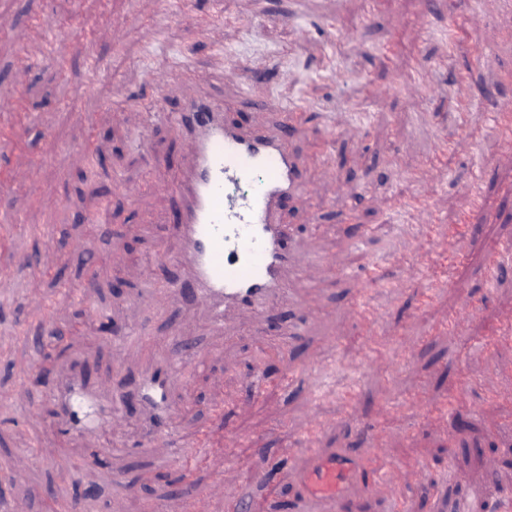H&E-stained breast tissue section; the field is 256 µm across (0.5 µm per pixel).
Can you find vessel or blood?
Listing matches in <instances>:
<instances>
[{
  "label": "vessel or blood",
  "mask_w": 512,
  "mask_h": 512,
  "mask_svg": "<svg viewBox=\"0 0 512 512\" xmlns=\"http://www.w3.org/2000/svg\"><path fill=\"white\" fill-rule=\"evenodd\" d=\"M227 109V104L192 95L173 118L191 155L172 189L181 209L175 228L181 249L174 261L186 269L196 298L209 307L218 326L231 309L262 317L272 300L290 297V275L304 272L301 244L290 235L280 211L283 199L297 198L302 191L292 144L299 110L277 108L275 128L244 129L226 122ZM510 257L512 244H500L485 269L488 285L496 284ZM180 367L179 358H170L142 380L150 434L162 432L165 419L176 410L169 388ZM57 395L65 426L96 432L110 424L112 403L101 402L80 377ZM341 475L336 461L309 452L306 491L293 512H338Z\"/></svg>",
  "instance_id": "vessel-or-blood-1"
}]
</instances>
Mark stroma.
<instances>
[{
    "mask_svg": "<svg viewBox=\"0 0 512 512\" xmlns=\"http://www.w3.org/2000/svg\"><path fill=\"white\" fill-rule=\"evenodd\" d=\"M34 16L42 37L60 41L66 72L34 36ZM484 22L476 31L467 13L449 19L448 0H177L168 9L160 0H0V103L17 84L27 89L24 118L0 111V127L15 132L0 148V213L19 221L0 242V512L59 503L192 512L199 495L205 512L250 498L289 512L311 422L324 457L360 471L341 488L342 512H451L461 500L467 512L512 508V344L491 341L512 317V265L495 288L483 279L485 256L512 242V148L488 110L512 96V43L486 49L512 33V13ZM91 54L102 70L89 85ZM186 65L198 74L196 93L228 101L230 119L247 128L270 121L256 98L306 104L294 137L305 191L282 215L307 269L296 303L259 321L232 310L214 328L203 303L169 288L183 274L170 261L180 244L159 230L176 222L171 187L188 154L164 116L181 107L184 91L168 77ZM417 70L433 91H400ZM464 95L475 98L465 138L456 120ZM440 138L456 148L433 166ZM477 180L487 201L479 212ZM406 193L430 201V230L398 211ZM349 207L352 224L342 221ZM426 233L428 268L453 282L427 299L398 261ZM376 262L384 280L361 287L352 270ZM357 300L380 313L377 343L397 353L391 370L366 359L349 309ZM466 303L478 313L462 335L449 334V314ZM300 317L304 334L287 360L263 352L262 337ZM133 325L146 340L128 334ZM111 328L121 334L114 345ZM174 355L182 409L168 434L147 441L136 405H123L101 439L65 432L54 418L49 390L68 367L101 396L128 395ZM47 360L42 381L37 366ZM258 374L260 398L251 390ZM463 383L467 396L449 403ZM354 384L349 415L341 396ZM197 433L207 452L172 495L173 452ZM380 447L406 463L394 480L376 477ZM87 488L93 497H83Z\"/></svg>",
    "mask_w": 512,
    "mask_h": 512,
    "instance_id": "1",
    "label": "stroma"
}]
</instances>
